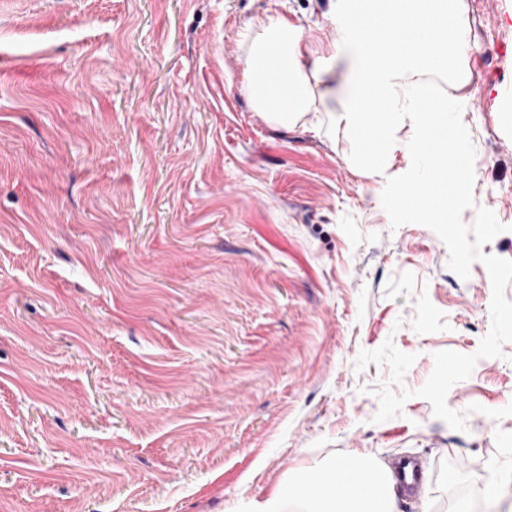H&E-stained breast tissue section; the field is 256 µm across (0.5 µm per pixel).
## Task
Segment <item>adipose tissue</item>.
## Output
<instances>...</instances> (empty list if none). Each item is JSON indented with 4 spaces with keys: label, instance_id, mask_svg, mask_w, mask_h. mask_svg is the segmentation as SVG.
Instances as JSON below:
<instances>
[{
    "label": "adipose tissue",
    "instance_id": "adipose-tissue-1",
    "mask_svg": "<svg viewBox=\"0 0 512 512\" xmlns=\"http://www.w3.org/2000/svg\"><path fill=\"white\" fill-rule=\"evenodd\" d=\"M330 19L347 35L325 55L304 53L301 31L285 20L252 36L248 93L270 121L287 128L314 102L336 103V120L356 160H386L400 148L414 159L415 170L403 178L395 206L434 223L448 222L453 202L468 191L472 177L449 180L447 169H433L432 160L470 167L455 118L463 100L451 94L423 105L417 76L461 61L468 44L462 0H336ZM379 31L387 41L376 39ZM340 61L346 65L341 80ZM406 126L411 135L403 142L398 133ZM397 495L386 466L344 457L269 495L255 512H395Z\"/></svg>",
    "mask_w": 512,
    "mask_h": 512
}]
</instances>
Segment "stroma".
<instances>
[{"label":"stroma","instance_id":"stroma-1","mask_svg":"<svg viewBox=\"0 0 512 512\" xmlns=\"http://www.w3.org/2000/svg\"><path fill=\"white\" fill-rule=\"evenodd\" d=\"M334 0H0V512H251L334 459L415 455L397 512H512V342L446 402L375 422L393 340L415 391L475 353L492 287L429 228L392 227L386 176L308 112L287 129L246 90L245 35L275 18L340 38ZM457 92L475 205L512 260V0H464ZM480 412H470V405Z\"/></svg>","mask_w":512,"mask_h":512}]
</instances>
